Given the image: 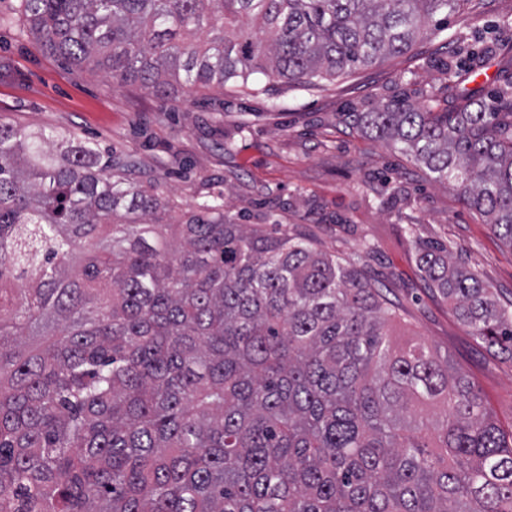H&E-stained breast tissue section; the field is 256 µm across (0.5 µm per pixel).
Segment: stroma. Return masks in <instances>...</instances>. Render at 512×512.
I'll return each instance as SVG.
<instances>
[{
  "mask_svg": "<svg viewBox=\"0 0 512 512\" xmlns=\"http://www.w3.org/2000/svg\"><path fill=\"white\" fill-rule=\"evenodd\" d=\"M0 0V122L69 131L159 179L177 211L220 197L224 213L264 230L287 226L316 248L357 260L395 305L400 332L449 354L512 429V356L470 335L417 261L442 242L512 303V247L460 197L386 142L345 126L349 108L404 97L437 111L463 93L491 101L512 74V0H466L448 28L406 53L319 85H248L155 95L51 53Z\"/></svg>",
  "mask_w": 512,
  "mask_h": 512,
  "instance_id": "stroma-1",
  "label": "stroma"
}]
</instances>
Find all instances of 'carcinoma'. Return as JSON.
I'll return each instance as SVG.
<instances>
[{"mask_svg":"<svg viewBox=\"0 0 512 512\" xmlns=\"http://www.w3.org/2000/svg\"><path fill=\"white\" fill-rule=\"evenodd\" d=\"M465 0H21L78 68L168 95L317 85L407 52ZM346 119L512 246V121L467 97ZM135 159L0 123V512H512V432L355 261L209 201L177 219ZM429 287L512 355V310L446 244Z\"/></svg>","mask_w":512,"mask_h":512,"instance_id":"obj_1","label":"carcinoma"}]
</instances>
